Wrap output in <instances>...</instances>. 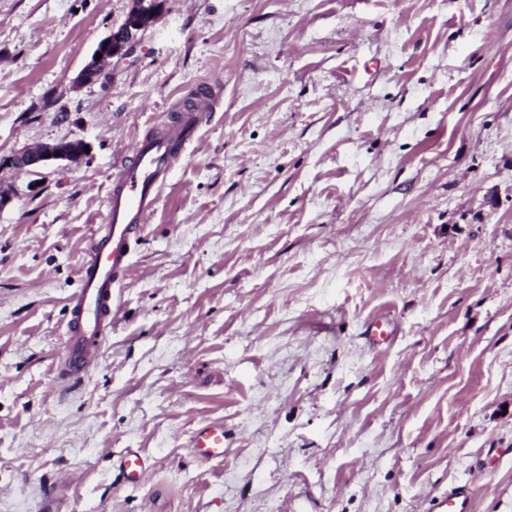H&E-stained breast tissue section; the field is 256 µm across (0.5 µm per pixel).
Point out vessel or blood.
Instances as JSON below:
<instances>
[{"instance_id": "obj_1", "label": "vessel or blood", "mask_w": 512, "mask_h": 512, "mask_svg": "<svg viewBox=\"0 0 512 512\" xmlns=\"http://www.w3.org/2000/svg\"><path fill=\"white\" fill-rule=\"evenodd\" d=\"M207 100L181 107L167 132L141 140L126 158L117 175L109 201L105 242L94 249L83 264V286L71 296L72 320L67 332L63 372L70 384H78L95 366L104 340L112 328V314L119 305L118 290L128 268L131 245L143 218L153 211L159 190L173 168L182 147L195 135ZM202 458L224 453V427L213 424L199 429L192 441ZM118 467L124 478L141 481L147 467L142 457L127 452ZM432 512H472L469 487L455 485L436 498Z\"/></svg>"}]
</instances>
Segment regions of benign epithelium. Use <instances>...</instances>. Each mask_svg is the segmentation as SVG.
Listing matches in <instances>:
<instances>
[{"instance_id":"1","label":"benign epithelium","mask_w":512,"mask_h":512,"mask_svg":"<svg viewBox=\"0 0 512 512\" xmlns=\"http://www.w3.org/2000/svg\"><path fill=\"white\" fill-rule=\"evenodd\" d=\"M162 6V0H133V6L122 24L112 28L109 35L96 47L95 53L102 54V58L98 60L94 56L91 57L77 76V81L88 83L109 75L113 59L121 60L134 52L140 33L149 27ZM84 149L85 146L80 141L44 144L35 149L1 156L0 167L25 170L39 168L51 161L73 162L82 155Z\"/></svg>"}]
</instances>
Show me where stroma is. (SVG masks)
Wrapping results in <instances>:
<instances>
[{"label":"stroma","mask_w":512,"mask_h":512,"mask_svg":"<svg viewBox=\"0 0 512 512\" xmlns=\"http://www.w3.org/2000/svg\"><path fill=\"white\" fill-rule=\"evenodd\" d=\"M131 6L0 0V156L88 148L0 169V512H512V0H165L76 84ZM201 87L62 389L117 171ZM163 6L160 0H134L125 20L112 28L108 36L101 40L92 54L91 60L77 76L81 83L109 75L113 59L121 60L130 56L139 42V35L146 30ZM98 53L102 58L96 60ZM85 146L80 141H60L44 144L35 149L24 150L0 157V167L17 170L39 168L51 161L77 160L84 152ZM192 448L205 459L224 456V424L199 429L193 437ZM118 467L124 478L130 482H140L147 472L145 461L133 451L127 452L120 458ZM433 512H471L472 492L466 485H455L434 501Z\"/></svg>","instance_id":"1"}]
</instances>
